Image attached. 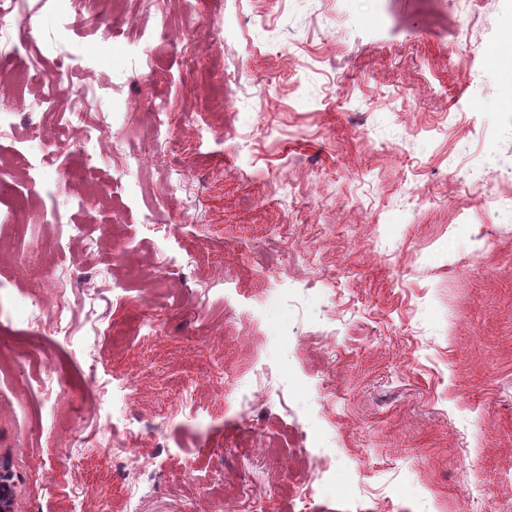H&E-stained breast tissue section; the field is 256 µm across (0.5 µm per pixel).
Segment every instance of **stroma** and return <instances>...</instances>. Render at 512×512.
<instances>
[{
	"instance_id": "stroma-1",
	"label": "stroma",
	"mask_w": 512,
	"mask_h": 512,
	"mask_svg": "<svg viewBox=\"0 0 512 512\" xmlns=\"http://www.w3.org/2000/svg\"><path fill=\"white\" fill-rule=\"evenodd\" d=\"M433 4L86 0L88 30L62 0L67 37L96 62L70 81L111 79L98 109L117 150L89 162L71 136L35 178L39 145L0 139L35 192L22 208L0 193L34 227L25 267L0 268V323L23 342L0 363L14 512H123L111 460L70 432L97 429L123 379L153 421L126 452L148 470L137 512H211L214 492L234 512H512V223L472 178L485 169L512 196V0H485L465 37L455 0ZM164 95L185 108L156 155ZM70 171L83 180L60 187ZM179 175L189 212L160 192ZM75 191L94 207L73 208ZM46 206L68 211V236L41 223ZM39 299L69 304L70 342L30 320ZM114 323L117 346L100 335ZM223 354L263 365L264 390L219 370ZM49 364L71 386L52 408L35 383ZM184 384L197 417L172 413ZM154 116L156 118L154 149L157 152H168L171 149V139L168 129L165 127V121L162 116H166L167 112L173 108L170 98L160 99L153 102Z\"/></svg>"
}]
</instances>
